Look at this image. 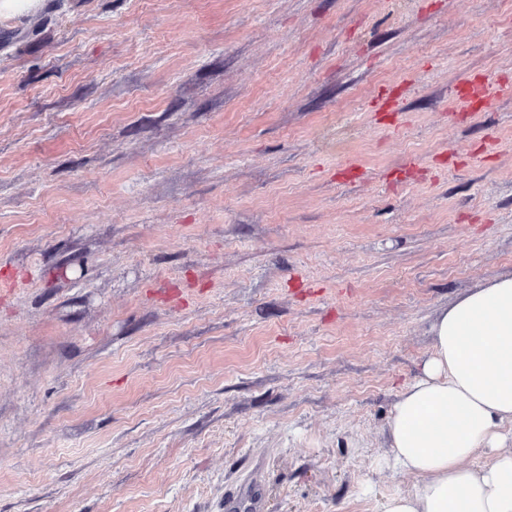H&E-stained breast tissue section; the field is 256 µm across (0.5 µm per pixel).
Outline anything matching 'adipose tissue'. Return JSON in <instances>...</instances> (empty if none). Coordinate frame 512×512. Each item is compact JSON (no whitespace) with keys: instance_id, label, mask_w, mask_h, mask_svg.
Listing matches in <instances>:
<instances>
[{"instance_id":"obj_1","label":"adipose tissue","mask_w":512,"mask_h":512,"mask_svg":"<svg viewBox=\"0 0 512 512\" xmlns=\"http://www.w3.org/2000/svg\"><path fill=\"white\" fill-rule=\"evenodd\" d=\"M433 351L399 394L379 463L420 477L382 512H512V274L432 326ZM484 455V465L469 464Z\"/></svg>"}]
</instances>
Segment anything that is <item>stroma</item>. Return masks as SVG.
<instances>
[{"instance_id": "stroma-1", "label": "stroma", "mask_w": 512, "mask_h": 512, "mask_svg": "<svg viewBox=\"0 0 512 512\" xmlns=\"http://www.w3.org/2000/svg\"><path fill=\"white\" fill-rule=\"evenodd\" d=\"M512 0L0 17V512H381L432 326L512 272ZM265 508L257 470L248 467L243 479L224 494V512H264Z\"/></svg>"}]
</instances>
